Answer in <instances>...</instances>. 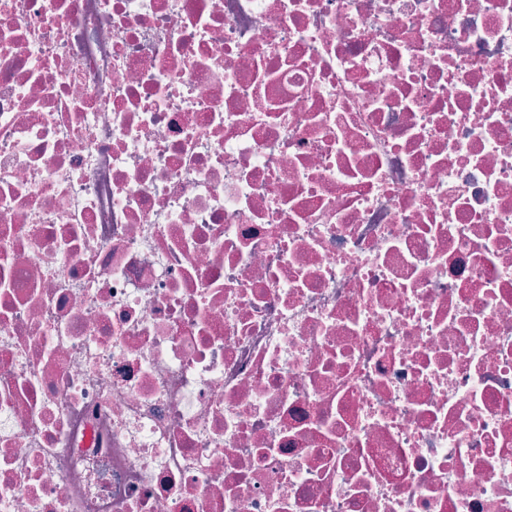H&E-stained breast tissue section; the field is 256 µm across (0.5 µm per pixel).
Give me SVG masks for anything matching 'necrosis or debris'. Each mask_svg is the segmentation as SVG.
Masks as SVG:
<instances>
[{"instance_id":"4bbe7bcc","label":"necrosis or debris","mask_w":512,"mask_h":512,"mask_svg":"<svg viewBox=\"0 0 512 512\" xmlns=\"http://www.w3.org/2000/svg\"><path fill=\"white\" fill-rule=\"evenodd\" d=\"M0 512H512V0H0Z\"/></svg>"}]
</instances>
